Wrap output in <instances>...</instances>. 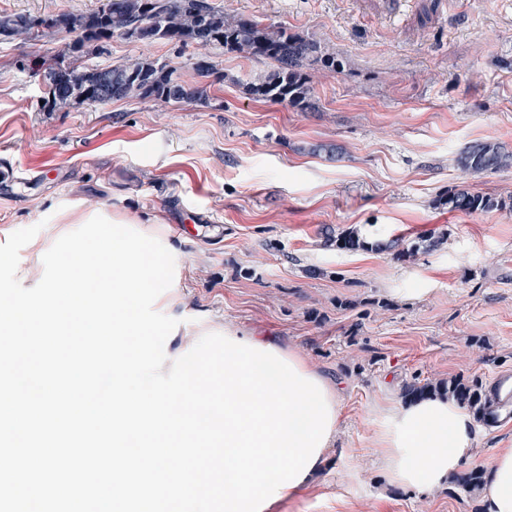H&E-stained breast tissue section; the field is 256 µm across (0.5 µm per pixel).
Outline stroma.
Returning <instances> with one entry per match:
<instances>
[{"mask_svg":"<svg viewBox=\"0 0 512 512\" xmlns=\"http://www.w3.org/2000/svg\"><path fill=\"white\" fill-rule=\"evenodd\" d=\"M225 15L319 40L343 72L309 70L317 108L247 94L269 60L220 48L146 47L115 35L80 60L107 66L151 53L195 80L207 55L223 72L203 104L134 99L52 110L47 64L71 36L40 29L0 43V244L40 225L17 276L39 282L68 213L105 210L167 239L181 279L168 360L201 330L273 336L341 391L340 429L321 475L276 512H482L448 486L413 493L380 466L382 422L404 382L512 376V209L449 210L464 185L512 199V168L467 174V145L512 150V0H208ZM103 0H0L45 18ZM49 164L52 174L39 173ZM423 236L440 247L400 261L338 250ZM472 467L512 448V418L475 430Z\"/></svg>","mask_w":512,"mask_h":512,"instance_id":"obj_1","label":"stroma"}]
</instances>
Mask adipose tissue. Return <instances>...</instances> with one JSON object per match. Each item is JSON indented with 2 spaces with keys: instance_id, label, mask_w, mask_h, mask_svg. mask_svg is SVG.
Returning <instances> with one entry per match:
<instances>
[{
  "instance_id": "adipose-tissue-1",
  "label": "adipose tissue",
  "mask_w": 512,
  "mask_h": 512,
  "mask_svg": "<svg viewBox=\"0 0 512 512\" xmlns=\"http://www.w3.org/2000/svg\"><path fill=\"white\" fill-rule=\"evenodd\" d=\"M474 423L448 398H428L389 412L382 434V466L409 491L447 486L472 458ZM484 512H512V448L498 449L482 487Z\"/></svg>"
}]
</instances>
